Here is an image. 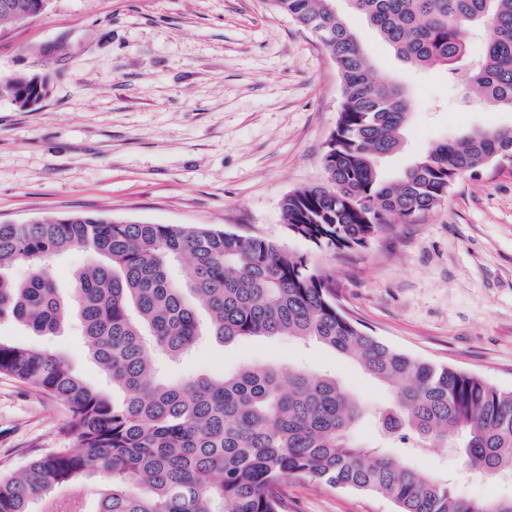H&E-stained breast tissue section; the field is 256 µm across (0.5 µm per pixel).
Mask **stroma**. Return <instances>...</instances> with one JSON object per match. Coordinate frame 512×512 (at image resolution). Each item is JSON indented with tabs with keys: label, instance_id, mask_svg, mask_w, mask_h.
<instances>
[{
	"label": "stroma",
	"instance_id": "obj_1",
	"mask_svg": "<svg viewBox=\"0 0 512 512\" xmlns=\"http://www.w3.org/2000/svg\"><path fill=\"white\" fill-rule=\"evenodd\" d=\"M335 7L375 74L412 102L400 149L378 162L382 178L397 179L436 142L512 127V111H490L447 70L405 63L345 0ZM0 76L46 87L25 110L0 96V224L86 214L266 238L308 256L343 310L390 347L512 390V163L461 176L430 212L363 248L320 252L291 234L281 203L323 182L342 83L316 38L269 0H49L40 14L0 23ZM0 338L52 351L112 390L77 318L46 336L5 321ZM246 365L336 376L370 409L352 439L377 440L388 389L314 341L204 336L165 375L219 379ZM68 420L52 396L0 375V471L63 447ZM409 461L464 497L512 498V480L468 477L453 449ZM285 496L287 512H397L385 498L311 483H288Z\"/></svg>",
	"mask_w": 512,
	"mask_h": 512
}]
</instances>
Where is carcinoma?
<instances>
[{"label":"carcinoma","instance_id":"obj_1","mask_svg":"<svg viewBox=\"0 0 512 512\" xmlns=\"http://www.w3.org/2000/svg\"><path fill=\"white\" fill-rule=\"evenodd\" d=\"M38 2L0 0V21ZM270 2L322 44L343 87L325 182L282 201L293 235L322 252L364 247L392 218L433 209L461 175L512 160V128L489 129L437 143L384 181L377 161L399 146L411 111L405 91L375 76L333 0ZM347 2L401 59L445 66L488 104L512 110V0ZM476 27L488 31L485 55L460 68ZM73 248L93 262L75 272L68 295L51 264ZM16 265L31 269L23 283L1 275ZM74 309L90 354L123 399L57 355L0 340V374L63 404L73 441L0 474V512H35L39 498L98 474L109 484L97 512H283L290 481L373 493L398 512H512V498L461 499L448 480L354 443L363 410L334 377L271 366L222 379L153 377V352L179 357L205 332L226 343L314 339L391 389L378 411L387 437H413L421 448L458 437L468 473L512 478V391L387 346L337 305L331 280L305 255L205 226L87 215L0 224V321L50 334Z\"/></svg>","mask_w":512,"mask_h":512}]
</instances>
